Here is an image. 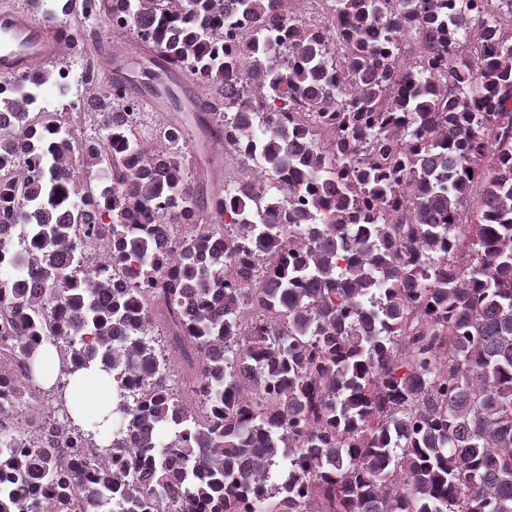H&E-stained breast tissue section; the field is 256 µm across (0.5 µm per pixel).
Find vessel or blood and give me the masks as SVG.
<instances>
[{"label": "vessel or blood", "mask_w": 512, "mask_h": 512, "mask_svg": "<svg viewBox=\"0 0 512 512\" xmlns=\"http://www.w3.org/2000/svg\"><path fill=\"white\" fill-rule=\"evenodd\" d=\"M75 34L63 21H50L28 13L0 12V75L16 76L39 64L55 61L58 48L74 42Z\"/></svg>", "instance_id": "1"}]
</instances>
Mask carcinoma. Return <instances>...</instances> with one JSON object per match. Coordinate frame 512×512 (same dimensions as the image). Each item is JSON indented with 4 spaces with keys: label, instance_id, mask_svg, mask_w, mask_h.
Masks as SVG:
<instances>
[{
    "label": "carcinoma",
    "instance_id": "cac0c4a2",
    "mask_svg": "<svg viewBox=\"0 0 512 512\" xmlns=\"http://www.w3.org/2000/svg\"><path fill=\"white\" fill-rule=\"evenodd\" d=\"M512 0H53L158 51L149 95L259 175L204 199L112 78L83 145L49 80L0 111V512H512ZM250 26L241 46L237 30ZM423 54L406 64L401 40ZM203 88L181 105L174 71ZM480 189V209L460 208ZM186 227L174 233L173 225ZM110 244L101 260L85 246ZM195 349L187 408L149 337ZM54 348L62 421L37 402ZM112 411L76 421L75 374ZM92 452H87V449Z\"/></svg>",
    "mask_w": 512,
    "mask_h": 512
}]
</instances>
